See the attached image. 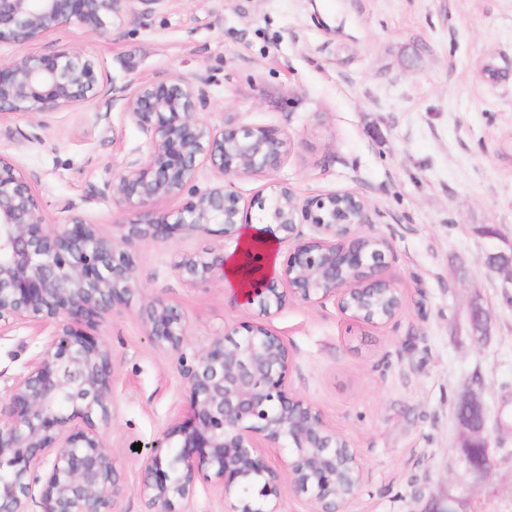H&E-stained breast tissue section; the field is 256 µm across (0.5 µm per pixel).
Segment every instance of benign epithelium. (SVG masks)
Segmentation results:
<instances>
[{"label":"benign epithelium","mask_w":512,"mask_h":512,"mask_svg":"<svg viewBox=\"0 0 512 512\" xmlns=\"http://www.w3.org/2000/svg\"><path fill=\"white\" fill-rule=\"evenodd\" d=\"M133 0H0V41L20 47L63 23L105 31L123 21ZM108 92L95 62L72 50L22 52L0 62V112L41 114L86 105ZM205 95L182 76L138 84L128 95L131 119L146 133L148 148L107 182L112 201L140 207L162 199H190L175 211H154L144 224L129 225L119 241L103 236L79 216L64 224L47 220L28 178L0 156V332L15 323L54 325L44 350L8 391L0 416V512H29L33 486L40 488V512H122L123 488L103 430L112 422L113 370L108 349L83 333L125 303L136 283L129 247L136 240L166 241L176 235L222 234L236 242L246 224L233 180L266 176L281 167L287 141L270 127L217 129L198 117ZM222 184L197 188L201 164ZM271 210L282 239L299 235L297 217L317 236L298 244L280 272L262 273V254L249 255L246 287L235 302L260 315L280 309L288 298L332 299L351 311V296L370 299L383 286L394 289L397 306L382 316L356 319L385 323L403 307L404 294L392 280L373 272L385 264L387 240L364 228L371 224L366 200L351 191L298 203L286 187L258 201ZM226 254L211 259L186 256L176 265L187 281L224 277ZM491 269L512 271V251L491 252ZM141 317L148 340L178 357L189 390V413L175 416L145 448L140 495L145 512H191L190 493L210 483L222 497L234 496L236 512H277L283 482L309 496L317 512H339L336 501L337 449L349 442L321 412L290 390L292 357L280 336L260 322H241L215 336L192 363L184 362L186 320L175 305L147 300ZM465 430L464 477L474 488L494 466L487 416L476 393L456 408ZM291 444L288 472L273 467L264 449Z\"/></svg>","instance_id":"7a95c632"}]
</instances>
